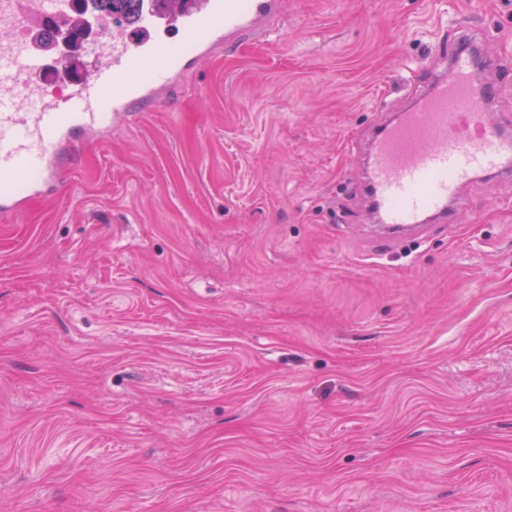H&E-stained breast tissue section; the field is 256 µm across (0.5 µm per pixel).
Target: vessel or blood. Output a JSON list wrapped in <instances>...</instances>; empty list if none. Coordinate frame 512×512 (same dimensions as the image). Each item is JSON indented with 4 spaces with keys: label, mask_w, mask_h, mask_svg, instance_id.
Masks as SVG:
<instances>
[{
    "label": "vessel or blood",
    "mask_w": 512,
    "mask_h": 512,
    "mask_svg": "<svg viewBox=\"0 0 512 512\" xmlns=\"http://www.w3.org/2000/svg\"><path fill=\"white\" fill-rule=\"evenodd\" d=\"M61 0H0V221L19 217L35 198L56 193L64 153L79 136H97L141 106L166 99L201 61L246 37H266L285 23L286 0H188L164 12L141 0L136 33L96 14L85 45L90 67L58 90L46 71L62 63L51 41L12 42V29L61 13ZM496 86L480 81L473 54L455 49L442 72L416 87L401 112L371 125L364 191L390 245L423 225L455 224L467 210L460 194L476 176L512 180V119L493 114ZM33 171L15 189L19 169Z\"/></svg>",
    "instance_id": "vessel-or-blood-1"
}]
</instances>
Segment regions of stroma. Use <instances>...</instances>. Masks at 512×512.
Segmentation results:
<instances>
[{
	"label": "stroma",
	"mask_w": 512,
	"mask_h": 512,
	"mask_svg": "<svg viewBox=\"0 0 512 512\" xmlns=\"http://www.w3.org/2000/svg\"><path fill=\"white\" fill-rule=\"evenodd\" d=\"M512 0H288L0 223V512H512V183L383 247L369 124Z\"/></svg>",
	"instance_id": "stroma-1"
}]
</instances>
